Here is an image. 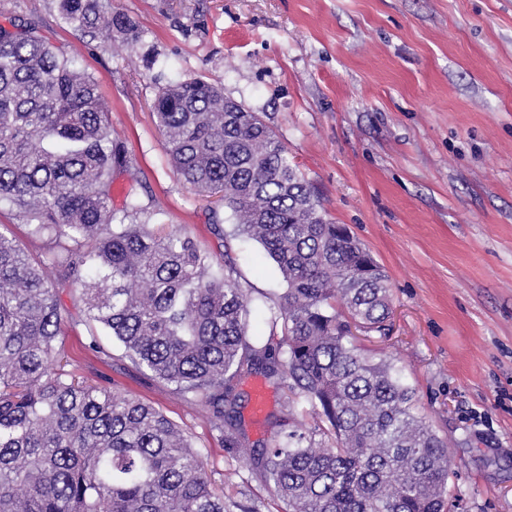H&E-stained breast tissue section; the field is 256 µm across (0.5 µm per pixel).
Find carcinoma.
Returning a JSON list of instances; mask_svg holds the SVG:
<instances>
[{"label": "carcinoma", "instance_id": "1", "mask_svg": "<svg viewBox=\"0 0 512 512\" xmlns=\"http://www.w3.org/2000/svg\"><path fill=\"white\" fill-rule=\"evenodd\" d=\"M91 39H139L100 0H57ZM156 125L199 195L222 194L239 231L286 284L266 343L249 342L251 298L181 231L145 213L100 81L34 28L0 25V205L16 210L44 258L0 231V512H225L207 456L162 411L67 369L59 289L84 305L91 346L106 330L140 371L198 406L232 457L251 460L286 512H448V443L412 409L394 365L347 343L348 321L385 331L389 277L347 227L326 217L275 129L224 111V90L163 87ZM128 182L120 211L112 184ZM341 303L343 312L336 311ZM277 378L317 419L315 442L280 421L250 442L236 382Z\"/></svg>", "mask_w": 512, "mask_h": 512}]
</instances>
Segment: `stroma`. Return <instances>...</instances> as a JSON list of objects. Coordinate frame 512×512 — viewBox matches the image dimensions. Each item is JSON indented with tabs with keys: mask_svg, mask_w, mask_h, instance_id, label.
<instances>
[{
	"mask_svg": "<svg viewBox=\"0 0 512 512\" xmlns=\"http://www.w3.org/2000/svg\"><path fill=\"white\" fill-rule=\"evenodd\" d=\"M140 30L135 48L84 37L56 0H0V24L35 22L100 81L112 133L139 171L149 221L233 263L266 341L284 284L256 241L224 222L172 168L153 119L159 90L203 76L269 118L329 218L386 269L392 329L352 337L390 360L416 411L448 442L452 512H512V0H103ZM68 367L150 403L202 448L227 512H282L251 465L232 459L201 411L143 374L111 337L93 350L82 305ZM242 416L252 443L288 420L282 385L254 374Z\"/></svg>",
	"mask_w": 512,
	"mask_h": 512,
	"instance_id": "35a3bbf8",
	"label": "stroma"
}]
</instances>
